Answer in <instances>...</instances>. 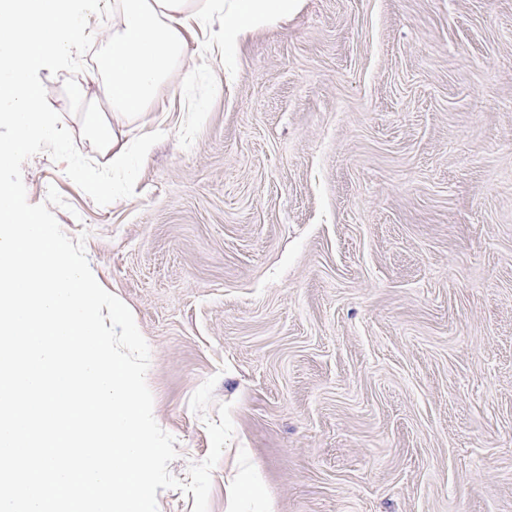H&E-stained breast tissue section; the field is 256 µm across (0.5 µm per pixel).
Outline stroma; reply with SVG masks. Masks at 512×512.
Wrapping results in <instances>:
<instances>
[{
  "label": "stroma",
  "mask_w": 512,
  "mask_h": 512,
  "mask_svg": "<svg viewBox=\"0 0 512 512\" xmlns=\"http://www.w3.org/2000/svg\"><path fill=\"white\" fill-rule=\"evenodd\" d=\"M220 36L189 23L134 196L22 170L149 344L171 474L228 403L209 512L250 468L240 512H512V0H303L233 58ZM39 77L110 162L67 96L91 67Z\"/></svg>",
  "instance_id": "35a3bbf8"
}]
</instances>
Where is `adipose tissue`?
<instances>
[{
    "label": "adipose tissue",
    "instance_id": "1",
    "mask_svg": "<svg viewBox=\"0 0 512 512\" xmlns=\"http://www.w3.org/2000/svg\"><path fill=\"white\" fill-rule=\"evenodd\" d=\"M300 0H112V31L102 41L97 66L109 109L82 112L83 128L112 164L125 166L127 126L142 122L160 87L187 56L186 20L206 11L222 15L225 51L250 30L295 12Z\"/></svg>",
    "mask_w": 512,
    "mask_h": 512
}]
</instances>
